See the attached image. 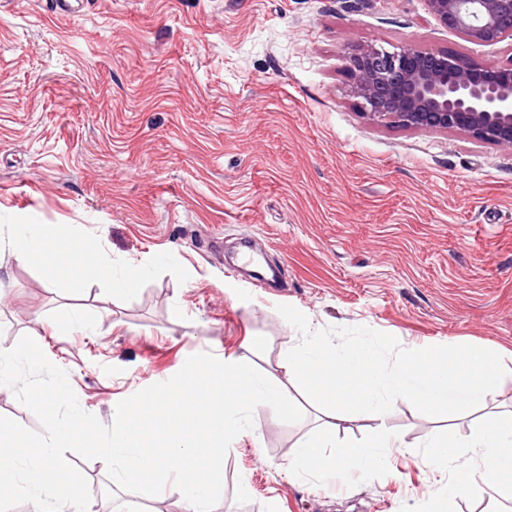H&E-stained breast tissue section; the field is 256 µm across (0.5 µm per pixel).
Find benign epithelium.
I'll return each instance as SVG.
<instances>
[{
	"mask_svg": "<svg viewBox=\"0 0 512 512\" xmlns=\"http://www.w3.org/2000/svg\"><path fill=\"white\" fill-rule=\"evenodd\" d=\"M443 28L472 43L512 41V0H425ZM347 69L363 114L384 125L461 130L474 140L512 148V59L496 67L446 50L363 47Z\"/></svg>",
	"mask_w": 512,
	"mask_h": 512,
	"instance_id": "1",
	"label": "benign epithelium"
}]
</instances>
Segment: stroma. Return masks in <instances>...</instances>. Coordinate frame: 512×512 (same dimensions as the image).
<instances>
[{
  "instance_id": "1",
  "label": "stroma",
  "mask_w": 512,
  "mask_h": 512,
  "mask_svg": "<svg viewBox=\"0 0 512 512\" xmlns=\"http://www.w3.org/2000/svg\"><path fill=\"white\" fill-rule=\"evenodd\" d=\"M445 49L482 65L512 44L440 27L424 0H0V348L37 328L81 408L119 401L200 352L245 359L300 407L231 443L217 512H435L445 480L424 447L471 416L388 414L405 444L388 475L346 488L289 470L324 411L282 366L314 329L367 326L402 347L512 351V148L461 130L380 125L350 93L354 47ZM46 224L106 252L95 275L42 284L8 227ZM81 314L84 326L67 322ZM92 512H189L178 491Z\"/></svg>"
}]
</instances>
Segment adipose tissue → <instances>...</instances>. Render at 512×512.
Returning <instances> with one entry per match:
<instances>
[{
  "instance_id": "obj_1",
  "label": "adipose tissue",
  "mask_w": 512,
  "mask_h": 512,
  "mask_svg": "<svg viewBox=\"0 0 512 512\" xmlns=\"http://www.w3.org/2000/svg\"><path fill=\"white\" fill-rule=\"evenodd\" d=\"M10 247L18 259H41L45 287L60 285L53 256L62 247L67 251L75 276H82L91 267L111 281L114 293L128 295L134 291L135 276L114 275L108 254H90L77 239L59 242L45 225H15ZM426 445L440 469L448 475L445 488L448 499H475L481 497L484 489L491 488L502 501L499 512H512V411L486 413L471 427L466 439L438 435L429 438Z\"/></svg>"
}]
</instances>
